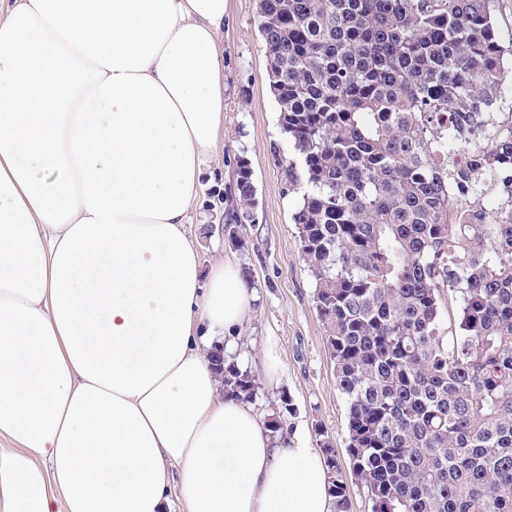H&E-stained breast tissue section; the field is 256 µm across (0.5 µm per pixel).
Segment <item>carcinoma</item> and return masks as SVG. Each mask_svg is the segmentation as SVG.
I'll return each instance as SVG.
<instances>
[{
	"label": "carcinoma",
	"mask_w": 512,
	"mask_h": 512,
	"mask_svg": "<svg viewBox=\"0 0 512 512\" xmlns=\"http://www.w3.org/2000/svg\"><path fill=\"white\" fill-rule=\"evenodd\" d=\"M498 0H258L292 219L372 512H512V118ZM241 245L254 184L237 160ZM224 396L261 384L217 360ZM288 397L268 418L284 435ZM335 512H348L325 449Z\"/></svg>",
	"instance_id": "carcinoma-1"
}]
</instances>
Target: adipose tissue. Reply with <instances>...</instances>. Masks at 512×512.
Masks as SVG:
<instances>
[{"label": "adipose tissue", "mask_w": 512, "mask_h": 512, "mask_svg": "<svg viewBox=\"0 0 512 512\" xmlns=\"http://www.w3.org/2000/svg\"><path fill=\"white\" fill-rule=\"evenodd\" d=\"M225 0L0 13V512H331L325 461L224 397L256 295L188 233Z\"/></svg>", "instance_id": "adipose-tissue-1"}]
</instances>
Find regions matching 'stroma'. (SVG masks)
<instances>
[{
  "instance_id": "1",
  "label": "stroma",
  "mask_w": 512,
  "mask_h": 512,
  "mask_svg": "<svg viewBox=\"0 0 512 512\" xmlns=\"http://www.w3.org/2000/svg\"><path fill=\"white\" fill-rule=\"evenodd\" d=\"M224 132L202 168V190L188 230L203 266L225 256L237 259L241 275L258 292L232 355L244 369L260 365L267 344L280 358L278 376L263 381L256 408L270 413L280 395L295 411L287 430H299L312 447L330 443L341 469H348L347 402L336 384L317 312L313 279L292 221L301 193L289 190L282 159L293 150L278 124L270 89L265 44L258 27L257 0H226L224 29ZM246 157L253 171L255 219L242 231V247L224 237L236 212V161Z\"/></svg>"
}]
</instances>
